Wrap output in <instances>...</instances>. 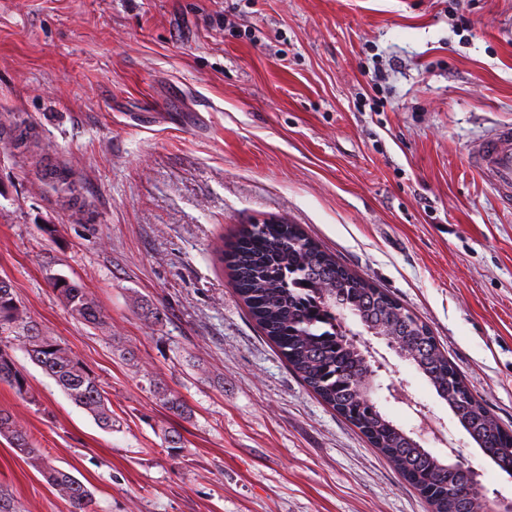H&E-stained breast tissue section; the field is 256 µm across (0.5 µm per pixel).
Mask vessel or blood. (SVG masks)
Masks as SVG:
<instances>
[{
  "mask_svg": "<svg viewBox=\"0 0 512 512\" xmlns=\"http://www.w3.org/2000/svg\"><path fill=\"white\" fill-rule=\"evenodd\" d=\"M469 163L483 172L503 209H512V123L496 126L468 152Z\"/></svg>",
  "mask_w": 512,
  "mask_h": 512,
  "instance_id": "1",
  "label": "vessel or blood"
}]
</instances>
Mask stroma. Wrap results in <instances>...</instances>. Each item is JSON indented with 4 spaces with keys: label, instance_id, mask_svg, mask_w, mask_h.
I'll return each mask as SVG.
<instances>
[{
    "label": "stroma",
    "instance_id": "35a3bbf8",
    "mask_svg": "<svg viewBox=\"0 0 512 512\" xmlns=\"http://www.w3.org/2000/svg\"><path fill=\"white\" fill-rule=\"evenodd\" d=\"M503 122L512 0H0V278L99 379L117 424L101 429L19 347L33 397L0 383V409L97 512H429L263 336L218 249L246 224L302 225L427 323L511 430L512 213L466 159ZM22 123L36 138L18 150ZM51 166L80 180L82 209L58 201ZM55 275L105 325L70 316ZM370 343L383 412L420 423L395 384L434 421L424 448L512 497L426 378ZM0 492L12 512H69L3 439ZM51 283L56 296L73 317L92 326L103 324L101 309L81 283L64 276L52 277ZM148 384V390L161 403L162 406L173 416L187 419L192 415V409L189 405L176 394L168 389L167 386L158 382L154 377H145Z\"/></svg>",
    "mask_w": 512,
    "mask_h": 512
}]
</instances>
